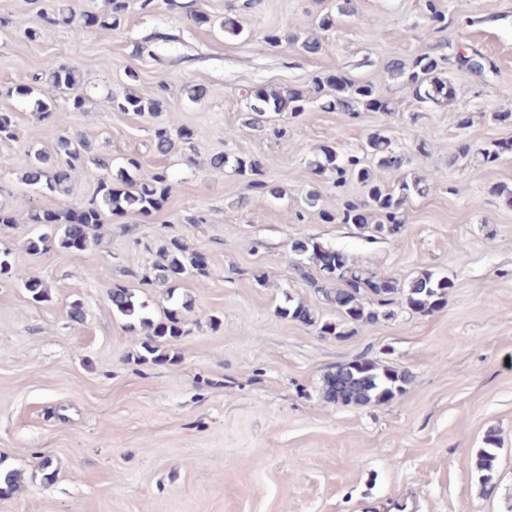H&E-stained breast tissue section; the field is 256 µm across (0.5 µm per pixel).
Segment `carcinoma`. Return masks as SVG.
Returning a JSON list of instances; mask_svg holds the SVG:
<instances>
[{
  "instance_id": "obj_1",
  "label": "carcinoma",
  "mask_w": 512,
  "mask_h": 512,
  "mask_svg": "<svg viewBox=\"0 0 512 512\" xmlns=\"http://www.w3.org/2000/svg\"><path fill=\"white\" fill-rule=\"evenodd\" d=\"M168 9L177 10L197 23H208L210 19L198 13L193 0H168ZM129 8V0H110V8L102 14H94L96 29L107 33L119 30ZM429 27L427 35L447 28V15L439 9L434 0H427ZM40 25H65L81 36L84 33L81 20L67 5L41 8L37 11ZM287 41L301 53L314 54L321 49L316 38L299 39L296 35L282 38L277 30L265 35V42L278 47ZM393 73L404 78L405 86L420 104L446 105L454 98L453 83L443 78L449 72L463 77L487 82L498 75V68L490 55L469 44L448 46L446 53L424 51L416 54L409 62L394 61ZM80 83V76L72 67L52 66L44 77V88L19 86L17 95L27 98L33 108L46 119L54 115L56 91L72 90ZM320 102L325 111L338 110L356 117L359 108L379 112L394 111L392 102L376 94L369 83L342 79L334 75L314 79L311 91L283 88L254 91L248 106L249 119L245 126L261 134L280 137L281 127L270 126L268 113L288 114L293 118L307 111L310 103ZM161 105L160 97L153 93L128 91L109 99V108L114 112H133L139 116L153 117ZM187 143L191 134L185 129L171 133L165 127L154 131L156 152L165 155L174 146V138ZM18 139L17 127L10 112H0V140ZM471 158L475 164L493 166L502 158V150L496 143L487 144L477 151H461L452 158ZM225 154H218L211 160L212 168L221 171L230 162ZM234 171L248 180V188L254 192L271 196L280 195V189L263 180V163L250 156L234 157ZM93 163L107 172L97 190L89 199L74 210L63 208L47 210L34 208L27 215L28 223L41 227L40 233L27 241L32 253L55 244L59 248L79 253L90 244V234L103 223L105 213L113 215L133 208L143 216L157 210L168 196L170 185L167 172L156 170L138 178L131 174L141 170L138 157L128 155L122 158L117 170H112V160L94 154L87 137L82 133L66 132L56 142L51 152L37 150L30 155L21 180L35 187L43 194L66 196L70 194L71 175L74 171ZM402 155L397 152L391 138L381 132L372 133L361 149L340 153L332 146H323L310 165L318 177L331 180L336 188V207L322 208V196L312 186L305 193L302 203L307 209L319 208L321 219L328 224H352L370 233L371 239H388L401 233L405 225L404 205L415 195L422 196L430 189L423 176L402 177L393 186L383 184L375 176L377 170L401 168ZM355 179L366 188L365 198L354 201L346 198L342 188ZM285 260L298 277L315 288L342 315L339 323L331 320L319 321L309 307L302 302L289 303L278 309L280 316L316 327L322 336H342L345 324L371 323L379 317L394 315L391 306L402 302L412 312L429 314L445 303L449 289L454 283L446 276L439 277L430 270L420 272L408 286H403L393 277L380 274L352 264L341 251L330 249L313 237H300L290 244ZM207 265L197 251L191 250L178 238L172 237L158 249V259L152 267L153 281L160 285L175 283L190 275H206ZM21 285L30 298L37 302L49 300L43 282L36 277L21 278ZM112 311L127 317H137L142 306L136 305L130 289L117 286L110 290ZM145 328L144 338L136 354L140 362H165L175 360L168 356L165 344L187 334L179 309L171 308L164 318L156 323L145 318L139 320ZM410 383L409 373L394 370L373 360L361 358L336 367L324 380L323 396L326 401L336 404L380 405L402 395ZM498 438L494 434L486 437L485 448L477 459V468L483 472L484 485H493Z\"/></svg>"
}]
</instances>
